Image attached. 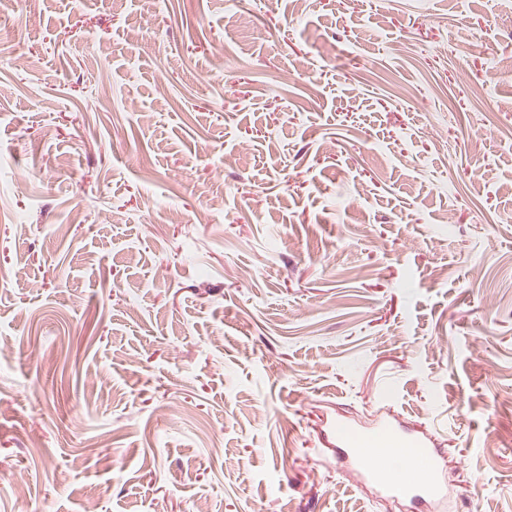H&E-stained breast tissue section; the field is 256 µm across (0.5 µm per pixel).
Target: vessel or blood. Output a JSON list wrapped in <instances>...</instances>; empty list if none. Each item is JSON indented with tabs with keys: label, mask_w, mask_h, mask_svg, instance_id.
<instances>
[{
	"label": "vessel or blood",
	"mask_w": 512,
	"mask_h": 512,
	"mask_svg": "<svg viewBox=\"0 0 512 512\" xmlns=\"http://www.w3.org/2000/svg\"><path fill=\"white\" fill-rule=\"evenodd\" d=\"M340 451L364 483L388 499H406L432 505L447 498V484L440 468L437 449L427 447L411 434L380 422L376 431L357 434L346 423L336 425ZM410 458L409 468L391 475L389 461Z\"/></svg>",
	"instance_id": "obj_1"
}]
</instances>
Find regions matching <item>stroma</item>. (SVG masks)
Segmentation results:
<instances>
[{"label": "stroma", "instance_id": "stroma-1", "mask_svg": "<svg viewBox=\"0 0 512 512\" xmlns=\"http://www.w3.org/2000/svg\"><path fill=\"white\" fill-rule=\"evenodd\" d=\"M384 414L512 512V0H0V512H410ZM336 440L341 455L356 470L364 483L372 485L388 499H406L411 502L434 505L447 498V484L440 468V454L436 448L411 434L381 421L376 431L356 434L344 422L336 424ZM411 459L410 467L393 476L382 463L402 457Z\"/></svg>", "mask_w": 512, "mask_h": 512}]
</instances>
